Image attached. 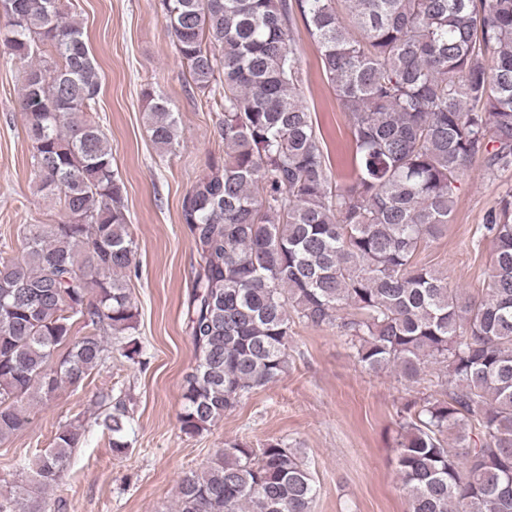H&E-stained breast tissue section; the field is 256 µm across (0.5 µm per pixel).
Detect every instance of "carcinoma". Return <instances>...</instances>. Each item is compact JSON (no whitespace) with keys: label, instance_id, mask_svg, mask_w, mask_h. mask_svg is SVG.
I'll use <instances>...</instances> for the list:
<instances>
[{"label":"carcinoma","instance_id":"1","mask_svg":"<svg viewBox=\"0 0 512 512\" xmlns=\"http://www.w3.org/2000/svg\"><path fill=\"white\" fill-rule=\"evenodd\" d=\"M0 46L27 64L20 107L38 192L54 224H29L18 256L0 254V444L28 407L78 386L117 351L137 363L129 289L137 244L105 132L88 117L101 78L65 0H14ZM193 87L222 88L224 160L187 192L196 251L181 432L208 430L252 390L288 372L294 320L334 325L367 370L408 390L434 364L439 395L404 404L396 471L407 512H512V188L481 225L486 288H453L417 261L443 235L458 183L477 157L512 171V0H162ZM354 137L332 175L291 48L295 16ZM163 152L176 145L167 100L144 93ZM80 326L83 334L74 333ZM97 426L129 451L126 400L98 394ZM84 426L62 427L28 464L58 484ZM317 488L294 448L225 444L183 474L177 512H312ZM26 489L0 493L22 512Z\"/></svg>","mask_w":512,"mask_h":512}]
</instances>
